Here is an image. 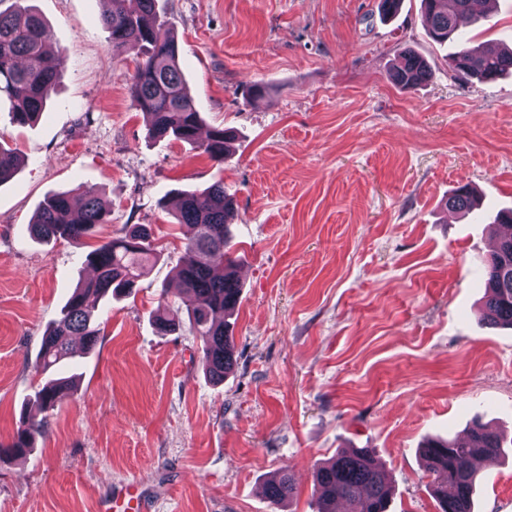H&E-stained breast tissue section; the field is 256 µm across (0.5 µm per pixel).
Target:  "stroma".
I'll return each instance as SVG.
<instances>
[{
	"label": "stroma",
	"instance_id": "obj_1",
	"mask_svg": "<svg viewBox=\"0 0 512 512\" xmlns=\"http://www.w3.org/2000/svg\"><path fill=\"white\" fill-rule=\"evenodd\" d=\"M29 3L65 62L37 121L0 103V147L23 159L0 186V441L45 379L46 328L92 274L82 251L143 224L160 257L105 300L95 348L76 341L77 391L40 412L30 454L0 460V512H125L132 497L147 512H314V467L343 448L374 449L390 512H437L423 441L476 418L512 435V329L483 324L477 262L512 208V76L454 77L420 0L392 18L379 0H156L203 128L236 132L218 164L149 138L130 91L140 54L113 52L104 0ZM465 30L512 47V0ZM404 47L432 68L415 91L390 77ZM258 81L267 94L248 101ZM218 181L241 283L220 383L189 328L154 324L162 303L185 314L176 195ZM461 184L483 216L445 208ZM77 185L110 204L108 223L80 249L32 238L42 200ZM281 469L298 493L277 511L264 483ZM479 473L475 512H512V454Z\"/></svg>",
	"mask_w": 512,
	"mask_h": 512
}]
</instances>
